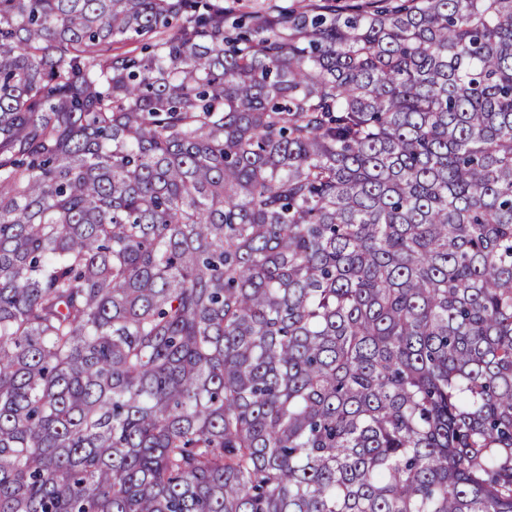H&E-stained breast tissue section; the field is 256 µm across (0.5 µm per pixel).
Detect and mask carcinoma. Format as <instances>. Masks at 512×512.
Masks as SVG:
<instances>
[{
  "label": "carcinoma",
  "instance_id": "cac0c4a2",
  "mask_svg": "<svg viewBox=\"0 0 512 512\" xmlns=\"http://www.w3.org/2000/svg\"><path fill=\"white\" fill-rule=\"evenodd\" d=\"M232 14L0 0V512H512V0Z\"/></svg>",
  "mask_w": 512,
  "mask_h": 512
}]
</instances>
